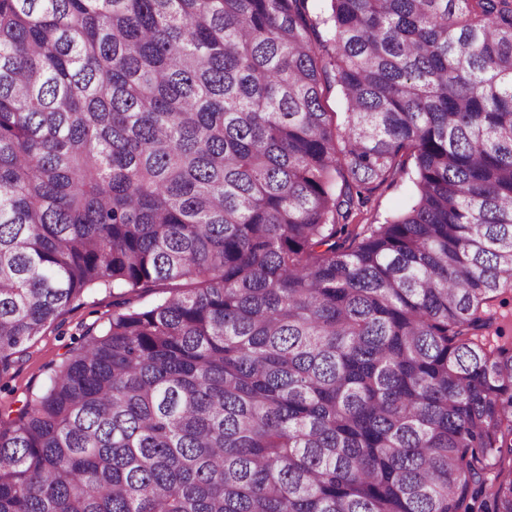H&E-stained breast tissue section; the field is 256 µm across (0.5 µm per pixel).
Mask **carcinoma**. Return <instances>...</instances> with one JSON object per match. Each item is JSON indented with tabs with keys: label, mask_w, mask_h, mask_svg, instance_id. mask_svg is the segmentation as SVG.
Returning <instances> with one entry per match:
<instances>
[{
	"label": "carcinoma",
	"mask_w": 512,
	"mask_h": 512,
	"mask_svg": "<svg viewBox=\"0 0 512 512\" xmlns=\"http://www.w3.org/2000/svg\"><path fill=\"white\" fill-rule=\"evenodd\" d=\"M330 9L0 0V374L190 284L0 419V512H512V0ZM322 104L327 112H337L338 118L342 116L344 110V102L342 94L336 84L334 83V73L330 72L328 81L325 76L322 78ZM413 186L408 178H397L395 181L378 185L370 194V202L367 207L363 208V212L359 215L355 223L371 224L382 221L383 217L398 212L411 199ZM171 285L138 288L135 291L95 288L75 300L41 336L19 349L8 373L0 376V417L13 418L26 399L42 390L52 370L78 347L89 330H98L124 302L148 307L175 290Z\"/></svg>",
	"instance_id": "cac0c4a2"
}]
</instances>
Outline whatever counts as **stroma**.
Returning a JSON list of instances; mask_svg holds the SVG:
<instances>
[{
	"label": "stroma",
	"instance_id": "obj_1",
	"mask_svg": "<svg viewBox=\"0 0 512 512\" xmlns=\"http://www.w3.org/2000/svg\"><path fill=\"white\" fill-rule=\"evenodd\" d=\"M413 186L409 180L396 179L378 185L357 221L370 224L374 220L398 212L411 199ZM168 286L139 288L133 291H109L95 288L75 300L45 332L20 348L8 373L0 375V417H14L33 393L42 390L52 370L70 350L79 346L89 330L103 327L113 309L123 303L147 307L170 295Z\"/></svg>",
	"mask_w": 512,
	"mask_h": 512
}]
</instances>
